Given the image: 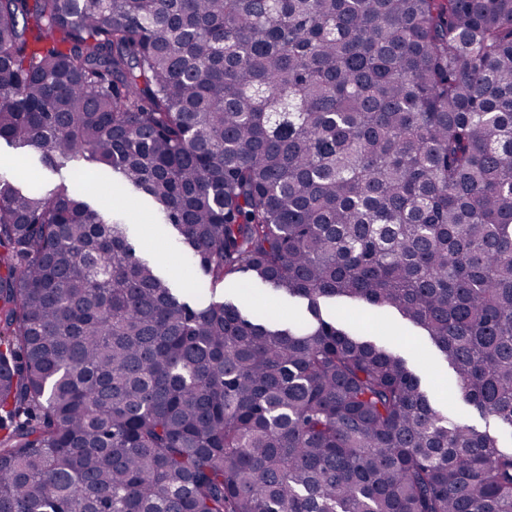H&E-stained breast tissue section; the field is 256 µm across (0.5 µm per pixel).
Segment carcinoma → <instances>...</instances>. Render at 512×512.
<instances>
[{
    "instance_id": "cac0c4a2",
    "label": "carcinoma",
    "mask_w": 512,
    "mask_h": 512,
    "mask_svg": "<svg viewBox=\"0 0 512 512\" xmlns=\"http://www.w3.org/2000/svg\"><path fill=\"white\" fill-rule=\"evenodd\" d=\"M1 140L144 193L211 295L4 165L0 512H512V0H0ZM328 299L420 328L496 429ZM225 299H231L250 312L269 318L307 317L306 304L298 299H283L265 288H250L237 274L224 281Z\"/></svg>"
}]
</instances>
